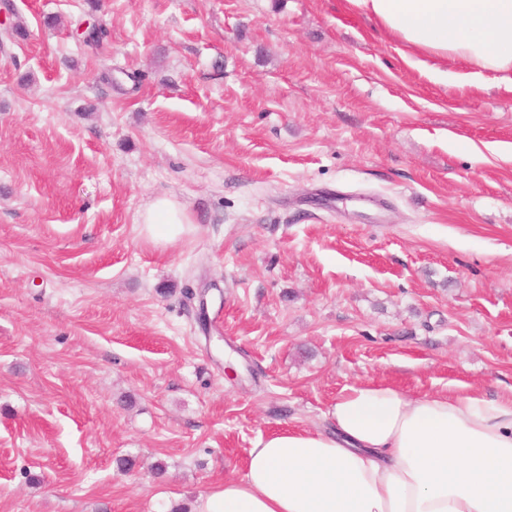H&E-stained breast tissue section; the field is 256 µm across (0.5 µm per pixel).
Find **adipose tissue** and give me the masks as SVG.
Returning <instances> with one entry per match:
<instances>
[{
	"instance_id": "1",
	"label": "adipose tissue",
	"mask_w": 512,
	"mask_h": 512,
	"mask_svg": "<svg viewBox=\"0 0 512 512\" xmlns=\"http://www.w3.org/2000/svg\"><path fill=\"white\" fill-rule=\"evenodd\" d=\"M347 2L417 52L512 88V0ZM140 222L165 244L191 218L161 197ZM328 416L326 432L259 438L243 478L225 480L205 512H512V402L366 383L346 388Z\"/></svg>"
}]
</instances>
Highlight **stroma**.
<instances>
[{
	"mask_svg": "<svg viewBox=\"0 0 512 512\" xmlns=\"http://www.w3.org/2000/svg\"><path fill=\"white\" fill-rule=\"evenodd\" d=\"M416 58L346 0H0V512H202L351 385L512 402V90ZM150 239L156 243H171L193 224L181 203L173 198H158L140 219Z\"/></svg>",
	"mask_w": 512,
	"mask_h": 512,
	"instance_id": "obj_1",
	"label": "stroma"
}]
</instances>
